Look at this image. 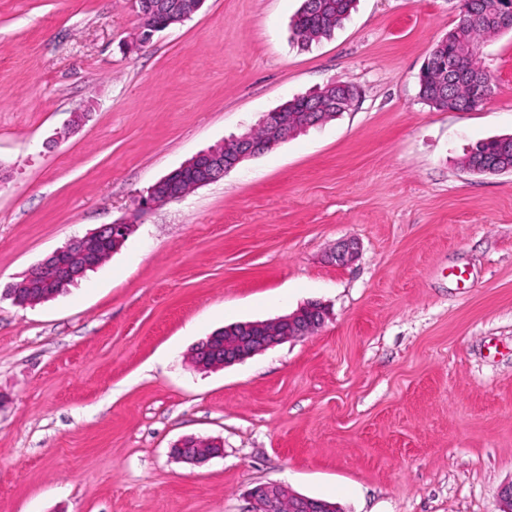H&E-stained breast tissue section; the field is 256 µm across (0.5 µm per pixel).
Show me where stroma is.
<instances>
[{
  "label": "stroma",
  "instance_id": "obj_1",
  "mask_svg": "<svg viewBox=\"0 0 512 512\" xmlns=\"http://www.w3.org/2000/svg\"><path fill=\"white\" fill-rule=\"evenodd\" d=\"M300 6L205 0L138 50L132 0H0V512H247L265 483L342 512H499L512 172L461 160L512 134V33L482 46L491 96L442 112L418 74L459 0H357L307 48L290 39ZM332 82L359 89L349 111L138 212L168 172ZM134 213L75 286L6 298ZM312 301L328 317L311 335L227 367L189 360L224 326ZM185 436L223 451L185 462Z\"/></svg>",
  "mask_w": 512,
  "mask_h": 512
}]
</instances>
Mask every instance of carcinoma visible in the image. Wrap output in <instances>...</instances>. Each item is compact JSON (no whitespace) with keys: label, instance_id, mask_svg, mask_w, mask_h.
Returning a JSON list of instances; mask_svg holds the SVG:
<instances>
[{"label":"carcinoma","instance_id":"carcinoma-1","mask_svg":"<svg viewBox=\"0 0 512 512\" xmlns=\"http://www.w3.org/2000/svg\"><path fill=\"white\" fill-rule=\"evenodd\" d=\"M354 0H303L291 25V38L299 45L308 47L330 39L337 28L349 17ZM496 5V0H461L460 18L457 25L440 40L430 56L451 53L456 42L467 40L475 50L489 37L503 33L496 26L484 21ZM494 81L493 74L481 61L471 57L456 63L448 83V101L437 97L424 73H419V98L438 111L454 110L469 112L479 107L490 95L483 91V84ZM336 98V109L322 113L321 118L330 120L346 111L347 102L357 97L351 84H338L331 89ZM462 166L476 173L512 172V136L492 137L472 146L462 159ZM224 363V334L217 333L208 341L206 364L218 367Z\"/></svg>","mask_w":512,"mask_h":512}]
</instances>
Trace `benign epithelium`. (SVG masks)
Returning <instances> with one entry per match:
<instances>
[{
  "label": "benign epithelium",
  "mask_w": 512,
  "mask_h": 512,
  "mask_svg": "<svg viewBox=\"0 0 512 512\" xmlns=\"http://www.w3.org/2000/svg\"><path fill=\"white\" fill-rule=\"evenodd\" d=\"M205 0H135L134 6L139 20V42L148 44L157 32L164 31L171 25L182 24L196 13ZM451 76L450 69L442 62L432 65V83L438 91L448 88ZM284 107L265 114L261 121L264 138L261 141L245 133L235 139L221 143L207 152L191 158L174 172L180 175L198 174L194 180L195 187L214 182L230 172L243 160L264 154L278 145L288 141L295 134L298 125H289ZM168 177L159 179L139 204L137 213L128 219L113 224H104L82 237L72 239L64 247L54 251L34 264L26 273L25 285L47 288L61 277H69L93 265L94 244L105 238L120 242L135 227L141 213L156 206L180 201L185 197L182 192L173 189L158 193V188ZM314 306L309 305L290 315L271 322L235 323L224 327L229 334H236L234 342L224 353V365L228 366L262 352L276 344L293 338L304 337L318 329L326 319V315L313 319L310 314ZM288 324V330H281L282 324ZM261 335L255 336L253 332ZM218 443L195 437H185L172 448L178 458L202 463L216 456L214 448ZM250 509L247 512H283V505L289 501L292 506L289 512H328L330 507L309 497L290 492L288 488L278 484H261L254 487L250 494Z\"/></svg>",
  "instance_id": "benign-epithelium-1"
}]
</instances>
